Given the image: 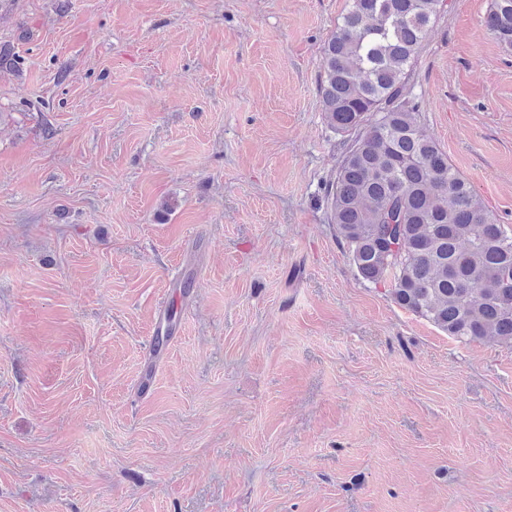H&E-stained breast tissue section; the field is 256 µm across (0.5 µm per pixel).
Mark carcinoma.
I'll use <instances>...</instances> for the list:
<instances>
[{"label": "carcinoma", "mask_w": 512, "mask_h": 512, "mask_svg": "<svg viewBox=\"0 0 512 512\" xmlns=\"http://www.w3.org/2000/svg\"><path fill=\"white\" fill-rule=\"evenodd\" d=\"M443 0H350L323 48L322 112L342 137L328 223L357 274L465 343L512 345V234L416 121L410 78ZM484 24L512 49V0Z\"/></svg>", "instance_id": "obj_1"}]
</instances>
